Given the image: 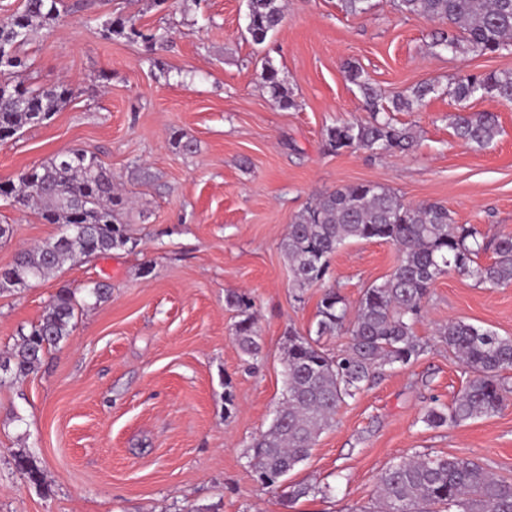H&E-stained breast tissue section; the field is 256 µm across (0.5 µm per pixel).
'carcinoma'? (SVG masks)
Listing matches in <instances>:
<instances>
[{
  "label": "carcinoma",
  "instance_id": "obj_1",
  "mask_svg": "<svg viewBox=\"0 0 512 512\" xmlns=\"http://www.w3.org/2000/svg\"><path fill=\"white\" fill-rule=\"evenodd\" d=\"M61 2L25 0L19 14L0 21V45L6 47L0 55V74H15L25 67L20 48L32 32L59 20ZM395 6L408 17L447 25L448 30L434 36L433 46L441 51L512 54V0H395ZM248 9L247 33L262 44L283 23V7L278 0H248ZM102 32L106 38L139 39L152 52L166 41L162 33L143 32L131 17L104 21ZM345 74L359 87L372 119L329 127L330 147L375 154L413 150V132L397 125L389 113L413 110L438 94V86L424 82L407 94L390 95L365 79L356 65L346 64ZM263 79L283 107L295 106L292 91L275 67L265 66ZM452 94L459 103L483 98L512 103V73L460 75ZM71 97V88L64 84L40 90L0 80V141L42 124ZM452 127L458 139L479 149L500 133L491 112H457ZM0 194L12 196L21 210L38 209L43 220L61 227L56 238L19 251L9 267L0 269V292L44 280L68 260L104 255L131 242L122 221L127 198L114 185L112 172L84 150L56 155L21 173L18 183L0 184ZM479 237L474 226L454 223L445 205H410L372 183L318 195L295 216L281 243L291 287L300 293L309 288L323 292L314 333L303 336L288 330L283 347L284 401L269 428L249 445L258 482L277 485L307 459L345 399L372 382L384 366L407 364L424 351L415 325L438 279L451 271L478 285H512V235L495 240L489 264L479 262L488 248ZM351 239L385 241L398 253L391 274L366 288L353 312L340 289L325 286L332 257ZM76 293L73 288L58 289L38 324L20 336L7 356H0V383L34 372L45 352L72 334L81 308ZM226 302L239 311L233 327L237 345L245 356L257 358L261 346L253 301L229 294ZM344 334L349 342L338 353L322 347L321 338ZM438 336L461 357L470 378L452 407L431 408L423 422L430 427L458 425L499 412L512 398V388L500 379L501 372L512 369V337L464 321L440 326ZM13 457L16 468L39 484V469L31 456L19 450ZM379 490L377 512H512V480L496 477L466 457L423 455L404 460L381 475Z\"/></svg>",
  "mask_w": 512,
  "mask_h": 512
}]
</instances>
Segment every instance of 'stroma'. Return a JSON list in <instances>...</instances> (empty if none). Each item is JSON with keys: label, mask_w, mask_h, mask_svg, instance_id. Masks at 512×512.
Listing matches in <instances>:
<instances>
[{"label": "stroma", "mask_w": 512, "mask_h": 512, "mask_svg": "<svg viewBox=\"0 0 512 512\" xmlns=\"http://www.w3.org/2000/svg\"><path fill=\"white\" fill-rule=\"evenodd\" d=\"M33 33L22 48L25 84L68 83L69 103L44 124L0 142V183L54 155L82 149L111 170L133 207L135 246L68 262L30 288L0 293V353L37 324L56 291L104 282L107 299L85 305L71 336L38 370L0 385V512H360L373 506L381 474L416 454L476 460L512 480V402L460 425L427 426L469 374L438 328L461 320L512 337V285L490 287L454 273L426 300L417 336L424 352L384 371L338 409L288 483L315 494L284 503L248 465L284 390L287 329L313 328L321 291L297 293L280 244L312 198L369 182L405 202H439L485 240L512 234V103L475 99L500 133L486 148L463 144L450 117L457 76L512 71V54L452 55L432 46L437 23L408 17L391 0L361 16L341 0H282L285 19L263 44L246 34L247 0H95ZM134 17L165 33L166 48L104 39L100 23ZM363 69L392 93L432 82L439 94L396 120L417 137L407 153L333 151L327 127L366 121L343 66ZM275 67L296 102L265 88ZM194 142L184 153L173 132ZM0 268L20 247L54 238L37 210L0 199ZM396 248L354 240L332 259V283L349 305L393 270ZM237 292L251 297L261 354L248 364L234 341ZM232 388L235 412L224 411ZM25 450L41 472L33 484L13 461Z\"/></svg>", "instance_id": "stroma-1"}]
</instances>
